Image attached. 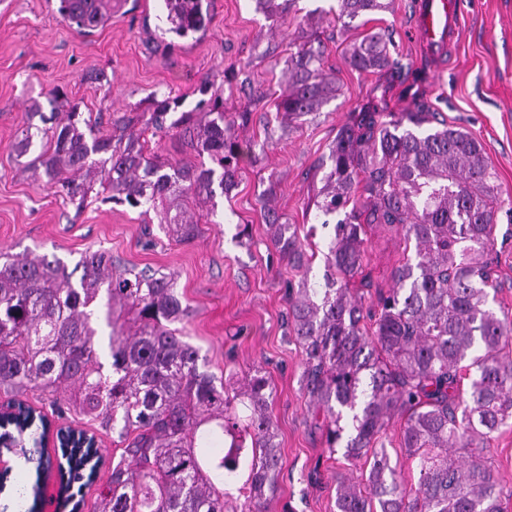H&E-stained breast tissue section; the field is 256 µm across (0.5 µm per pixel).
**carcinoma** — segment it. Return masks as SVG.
I'll return each mask as SVG.
<instances>
[{
  "instance_id": "obj_1",
  "label": "carcinoma",
  "mask_w": 512,
  "mask_h": 512,
  "mask_svg": "<svg viewBox=\"0 0 512 512\" xmlns=\"http://www.w3.org/2000/svg\"><path fill=\"white\" fill-rule=\"evenodd\" d=\"M79 33L112 19V0H56ZM295 0H256L265 18ZM388 0H339L337 19L388 10ZM168 31L198 33L203 0H164ZM390 41L372 33L348 49L361 72L402 70ZM205 112L171 119L173 98L151 96L144 128L123 124L102 135L92 113L55 98L63 118L48 128L27 123L14 144L25 168L55 184L80 211L89 194L133 207L168 203L161 222L178 241L195 239L186 202L213 201L237 184L244 148L226 120L224 97L210 92ZM338 92L321 55L298 44L275 99L289 121L318 112ZM189 134L197 164L171 163L145 149L144 131ZM316 207L344 212L323 253L327 288L307 287L314 255L295 224L269 207L268 241L296 270L302 288L288 294L289 323L304 357L302 386L322 417L325 442L351 463L369 465L360 487L337 477L336 512H504L499 478L488 464L494 434L512 428V319L490 300L491 252L505 208L481 141L418 110L361 112L340 129ZM389 227L414 251L378 292L375 308L352 291L365 280L368 229ZM81 272L78 283L72 282ZM189 318L175 277L119 269L112 253L88 250L68 270L63 261L0 253V394L25 410L0 420L3 436L44 421L23 405L33 392L63 414L76 411L123 443L97 493L98 512H265L281 468L269 414L273 392L259 369L228 391L205 370L199 349L177 325ZM401 421L399 447L415 465L407 488L382 442ZM66 466L61 489L93 476L99 450L67 433L58 437Z\"/></svg>"
}]
</instances>
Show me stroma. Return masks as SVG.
Returning <instances> with one entry per match:
<instances>
[{
    "label": "stroma",
    "mask_w": 512,
    "mask_h": 512,
    "mask_svg": "<svg viewBox=\"0 0 512 512\" xmlns=\"http://www.w3.org/2000/svg\"><path fill=\"white\" fill-rule=\"evenodd\" d=\"M415 3L392 0L391 11L345 28L336 20L338 0H295L278 22L265 19L256 0H210L206 27L183 41L166 34L160 0H123L111 23L87 35L67 27L55 0H0V251L54 255L71 267L85 250L101 248L125 267L174 274L190 309L186 339L199 347L207 370L239 379L255 367L270 380L282 466L267 512H336L337 474L358 482L365 470L330 453L315 426L301 385L302 352L288 325V292L301 278L267 245V196L302 235L324 246L315 200L341 127L364 109L424 107L483 143L503 196L512 198V0H460L455 37L437 52L410 32ZM379 30L391 34V54L403 73L349 65V44ZM299 31L320 49L339 92L315 119L292 126L273 99L287 71L289 36ZM209 75L224 80L228 118L249 112L248 123L234 128L249 152L237 187L199 208L192 243L177 242L155 215L125 204L98 200L76 211L55 185L34 179L12 149L28 113H51L56 91L100 116L107 134L114 121L142 115L155 93L176 96L181 111H195L198 87ZM367 248L368 281L353 289L372 298L391 288L404 243L376 226ZM492 258L497 303L512 315L511 215L500 216ZM50 421L94 435L101 462L92 482L71 498L49 478L41 512H95L120 440L73 412ZM492 446L488 460L512 512V429L496 433Z\"/></svg>",
    "instance_id": "35a3bbf8"
}]
</instances>
